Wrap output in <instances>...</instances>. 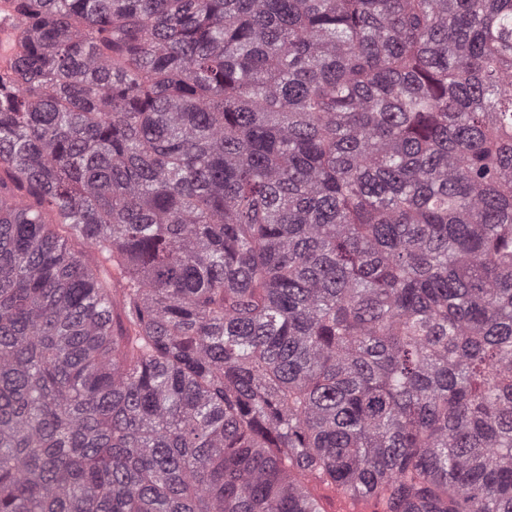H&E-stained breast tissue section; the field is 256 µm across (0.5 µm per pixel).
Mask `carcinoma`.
<instances>
[{
  "instance_id": "cac0c4a2",
  "label": "carcinoma",
  "mask_w": 512,
  "mask_h": 512,
  "mask_svg": "<svg viewBox=\"0 0 512 512\" xmlns=\"http://www.w3.org/2000/svg\"><path fill=\"white\" fill-rule=\"evenodd\" d=\"M5 2L0 512H512V0ZM319 504L322 512H370L372 503L362 497H345L333 490L318 491Z\"/></svg>"
}]
</instances>
